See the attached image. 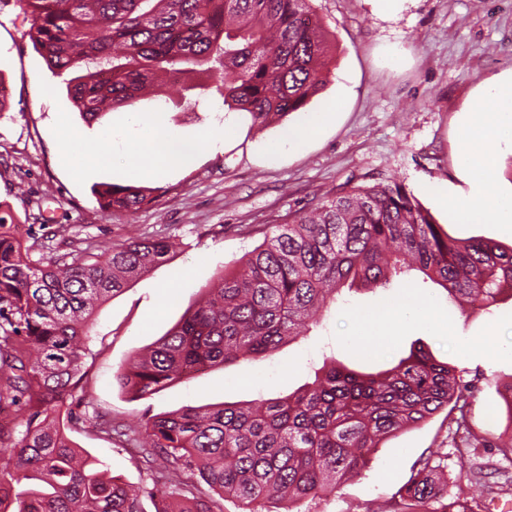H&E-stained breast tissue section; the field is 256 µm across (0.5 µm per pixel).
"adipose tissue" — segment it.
Here are the masks:
<instances>
[{
  "mask_svg": "<svg viewBox=\"0 0 512 512\" xmlns=\"http://www.w3.org/2000/svg\"><path fill=\"white\" fill-rule=\"evenodd\" d=\"M490 101L480 123H466L459 142V156L464 169L479 166L480 173L466 204L453 206L452 211L464 223L475 219L494 224H512V196H494L487 185L494 178V168L486 156L489 146L499 143L512 146V80L494 85L487 91ZM132 124L141 126L149 133L146 145L132 151L130 161L138 170L147 169L157 153H164L173 162L179 161L182 150L176 136L155 129L152 118L133 114Z\"/></svg>",
  "mask_w": 512,
  "mask_h": 512,
  "instance_id": "adipose-tissue-1",
  "label": "adipose tissue"
}]
</instances>
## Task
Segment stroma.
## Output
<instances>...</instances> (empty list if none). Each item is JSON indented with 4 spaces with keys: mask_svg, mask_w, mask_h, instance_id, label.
I'll return each mask as SVG.
<instances>
[{
    "mask_svg": "<svg viewBox=\"0 0 512 512\" xmlns=\"http://www.w3.org/2000/svg\"><path fill=\"white\" fill-rule=\"evenodd\" d=\"M331 53L326 83L299 112L263 126L248 114L221 111L206 91L207 74L165 79L159 92L86 123L26 35L21 0H0V216L23 229L22 240L66 243L73 253L118 245L129 237L167 239L168 260L101 304L91 325L85 376L66 409L68 437L104 461L109 474L138 490L151 487L131 439L151 416L184 406L246 404L288 396L313 381L323 362L379 373L421 347L448 363L471 386L466 425L480 441L481 461L512 472L499 448L512 437L501 394L512 382V298L485 309L461 308L439 286L413 273L389 288L345 291L330 302L319 326L267 356L230 362L170 383L140 400L124 393L117 374L174 327L222 270L239 265L275 224L310 211L336 189L394 179L431 212L452 238L512 244V233L482 220L450 219L435 188L466 198L471 176L458 143L465 118L479 119L484 89L512 75V0H404L392 15L377 0H312ZM192 87L196 107L180 102ZM340 108L315 137L296 146L287 135L332 103ZM157 117L182 142L177 166L156 159L151 171L130 168L123 151L85 169L103 135L129 129L132 113ZM65 127L79 141L59 153L52 132ZM220 131L209 147L203 131ZM130 131L142 140L138 130ZM149 188L138 210L103 209L98 183ZM413 294L427 321L390 336L381 312ZM111 413L123 437L94 432L93 412ZM441 465L448 492L476 495L482 512H512V488H484L458 477L446 411L382 441L361 474L305 500L299 512H394L398 489L423 463Z\"/></svg>",
    "mask_w": 512,
    "mask_h": 512,
    "instance_id": "1",
    "label": "stroma"
}]
</instances>
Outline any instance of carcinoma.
Wrapping results in <instances>:
<instances>
[{"instance_id":"1","label":"carcinoma","mask_w":512,"mask_h":512,"mask_svg":"<svg viewBox=\"0 0 512 512\" xmlns=\"http://www.w3.org/2000/svg\"><path fill=\"white\" fill-rule=\"evenodd\" d=\"M28 36L54 73L75 70L67 93L80 116L133 103L160 75L209 72L224 108L264 126L303 109L324 85L330 46L310 0H25ZM108 78H103V75ZM107 209H138L145 189L105 186ZM167 240L131 238L81 256H31L0 216V413L25 406L21 437L0 426V512H144L139 492L106 475L66 434L62 409L84 376L96 308L166 260ZM418 271L452 297L489 307L512 291V247L456 241L397 182L346 185L314 210L276 224L205 299L118 376L142 399L215 365L270 354L319 323L343 289L388 288ZM467 385L419 347L379 374L333 365L274 401L185 406L148 418L138 439L163 490L156 512H223L236 499L314 498L364 470L380 442L439 410L459 411ZM459 478L481 484L472 451ZM198 473L218 498L203 500L181 472ZM396 512H480L448 496L428 463L399 491Z\"/></svg>"}]
</instances>
